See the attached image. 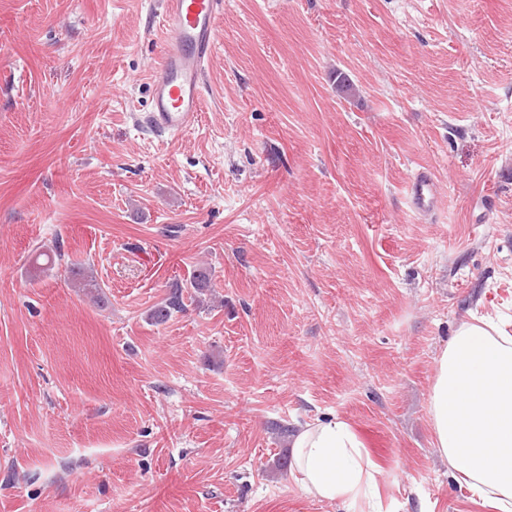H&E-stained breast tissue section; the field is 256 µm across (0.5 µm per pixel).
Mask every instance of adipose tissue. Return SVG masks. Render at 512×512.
<instances>
[{"mask_svg":"<svg viewBox=\"0 0 512 512\" xmlns=\"http://www.w3.org/2000/svg\"><path fill=\"white\" fill-rule=\"evenodd\" d=\"M430 406L434 446L451 477L512 512V334L462 322L438 357ZM290 448L291 475L311 497L346 512L376 498L377 467L346 420L307 423Z\"/></svg>","mask_w":512,"mask_h":512,"instance_id":"ef3b65f1","label":"adipose tissue"}]
</instances>
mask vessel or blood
I'll return each mask as SVG.
<instances>
[{
  "instance_id": "vessel-or-blood-1",
  "label": "vessel or blood",
  "mask_w": 512,
  "mask_h": 512,
  "mask_svg": "<svg viewBox=\"0 0 512 512\" xmlns=\"http://www.w3.org/2000/svg\"><path fill=\"white\" fill-rule=\"evenodd\" d=\"M166 27L163 64L152 80L147 120L157 131L174 136L197 121L204 96L205 69L217 48L216 25L224 0H163ZM415 211L432 212L437 205L431 176L418 172L410 182Z\"/></svg>"
}]
</instances>
